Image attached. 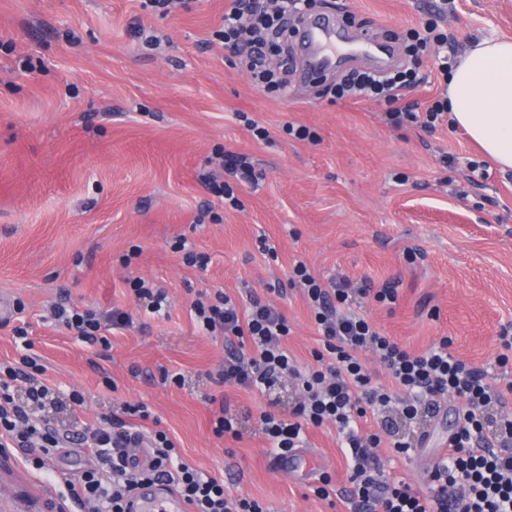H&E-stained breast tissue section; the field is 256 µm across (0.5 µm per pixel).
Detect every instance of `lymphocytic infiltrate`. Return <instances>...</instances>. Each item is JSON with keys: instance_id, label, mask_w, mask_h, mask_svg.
<instances>
[{"instance_id": "f902f5d3", "label": "lymphocytic infiltrate", "mask_w": 512, "mask_h": 512, "mask_svg": "<svg viewBox=\"0 0 512 512\" xmlns=\"http://www.w3.org/2000/svg\"><path fill=\"white\" fill-rule=\"evenodd\" d=\"M292 0H281L276 14L260 10L256 0H231L222 26L214 36L226 50L241 59L253 81L261 88L286 94L282 80L264 50L265 43H278L285 35V21ZM414 82L412 73L398 70L381 77L360 73L333 87L339 99L382 100L392 104L387 119L394 126L405 124L434 131L448 112L447 99L426 109L410 104L398 107L405 90ZM222 173H201L200 181L214 195L239 206L232 180L255 183L250 159L231 151L223 155ZM300 284L314 312L321 337L314 350L315 367L300 370L284 345L290 333L283 313L256 295L239 303L219 292L199 294L193 311L204 334L222 336L227 349L215 380L261 396L277 381L291 376L299 381L303 397L289 415L262 410V430L276 456L302 447L309 427L333 423L348 461L350 488L347 498L357 512H512V333L501 332L500 354L494 364L475 367L452 351L450 338L419 354H412L386 336L370 317L354 310L357 296H373L376 302L392 303L397 290L385 286L376 293L351 288L343 279H325L313 274L304 261H296L289 278ZM53 319L82 342L108 346L107 334L132 326L130 315L115 308L100 311L63 303L52 309ZM372 353L383 367L388 385L373 382L359 355ZM42 365L22 356L17 364H0V446L17 447L35 469L48 468L59 449L79 446L95 463L66 482L67 492L81 512H127L126 504L139 488L159 482L172 485L185 499L190 512H263L254 500L234 497L222 480L183 462L174 441L162 430L132 429L129 420L150 419L146 404L123 405L121 413L101 416L75 436L60 434L50 422L33 424L27 403L46 405L51 388L42 382ZM23 387L26 404L14 397ZM456 397L455 423L448 437V450L429 471L430 488L420 494L405 480L390 476L379 454L388 448L408 455L409 441L379 431L364 430L369 415L398 407L408 420L436 408L439 398ZM145 444V464L128 461L130 444Z\"/></svg>"}]
</instances>
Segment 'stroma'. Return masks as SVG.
I'll use <instances>...</instances> for the list:
<instances>
[{
	"label": "stroma",
	"mask_w": 512,
	"mask_h": 512,
	"mask_svg": "<svg viewBox=\"0 0 512 512\" xmlns=\"http://www.w3.org/2000/svg\"><path fill=\"white\" fill-rule=\"evenodd\" d=\"M229 2L177 0L159 16L139 0H0V297L24 304L31 342L17 346L0 325V363L27 354L45 367L57 403L32 418L60 433L142 402L151 412L142 429L167 432L186 463L265 512H352L339 495L317 497V478L279 469L257 424L267 398L213 381L224 342L198 331L191 305L202 292L239 298L253 289L287 317V347L309 363L319 344L314 316L288 284L301 259L357 288L394 284V304L370 302L366 311L412 352L448 336L464 361L489 364L512 327V171L452 123L431 133L395 128L385 103L326 94L340 69L321 82L300 67L287 97L264 93L239 59L208 42ZM311 12L383 42L437 20L454 62L477 40L512 37V0H314ZM137 23L162 36L158 49L143 47ZM417 71L419 85L401 102L425 107L441 95L443 75L429 55ZM241 112L267 126L270 140H255ZM290 122L310 127L314 140L284 134ZM220 147L251 157L259 176L235 185V210L198 180L218 170ZM264 236L277 258L262 252ZM181 238L210 256L207 267L183 264ZM131 276L166 292L167 315L144 312L128 291ZM61 302L117 307L134 326L111 334L110 347L92 346L52 321L49 309ZM164 369L182 384L162 383ZM75 390L82 404L70 401ZM223 404L239 417L241 438L215 436ZM455 406L447 397L434 417L401 424L399 437L422 444L407 459L382 449L390 475L427 492ZM307 447L334 490L348 487L334 425L309 428ZM89 462L70 452L37 470L6 449L0 512H19L12 486L43 500Z\"/></svg>",
	"instance_id": "obj_1"
}]
</instances>
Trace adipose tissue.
<instances>
[{
  "label": "adipose tissue",
  "instance_id": "adipose-tissue-1",
  "mask_svg": "<svg viewBox=\"0 0 512 512\" xmlns=\"http://www.w3.org/2000/svg\"><path fill=\"white\" fill-rule=\"evenodd\" d=\"M448 111L502 170H512V39H483L448 77Z\"/></svg>",
  "mask_w": 512,
  "mask_h": 512
}]
</instances>
